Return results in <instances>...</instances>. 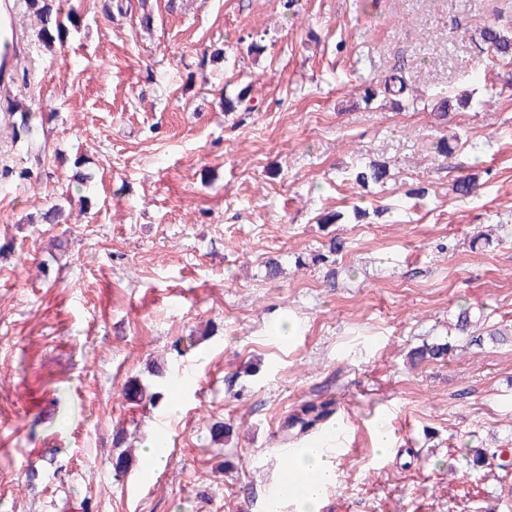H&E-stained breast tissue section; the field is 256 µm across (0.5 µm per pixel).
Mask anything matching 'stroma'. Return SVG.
<instances>
[{
	"mask_svg": "<svg viewBox=\"0 0 512 512\" xmlns=\"http://www.w3.org/2000/svg\"><path fill=\"white\" fill-rule=\"evenodd\" d=\"M122 6L63 0L68 35L49 46L17 7L22 60L0 82V512H268L285 425L310 400L335 409L312 438L344 431L321 512H512V345L490 337L512 327V64L479 38L506 0ZM397 68L414 106L365 101ZM373 161L387 175L361 187L350 172ZM53 205L68 223H29ZM446 340L448 358L410 364ZM132 380L161 400H127Z\"/></svg>",
	"mask_w": 512,
	"mask_h": 512,
	"instance_id": "stroma-1",
	"label": "stroma"
}]
</instances>
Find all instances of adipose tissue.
<instances>
[{"mask_svg": "<svg viewBox=\"0 0 512 512\" xmlns=\"http://www.w3.org/2000/svg\"><path fill=\"white\" fill-rule=\"evenodd\" d=\"M291 466L302 480L285 486L284 496L297 503L298 512H319L327 488L336 482V466L329 452L323 448L300 449L292 456Z\"/></svg>", "mask_w": 512, "mask_h": 512, "instance_id": "ef3b65f1", "label": "adipose tissue"}]
</instances>
